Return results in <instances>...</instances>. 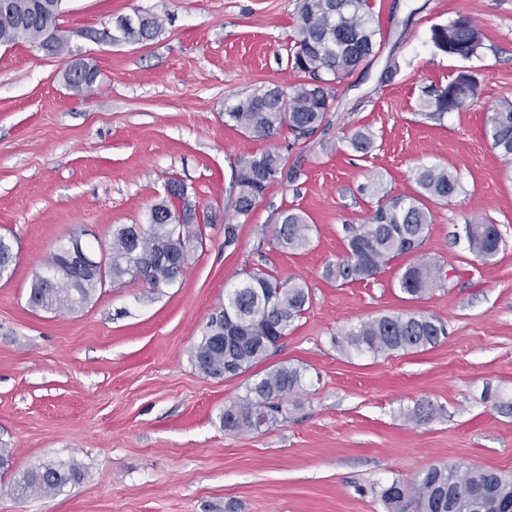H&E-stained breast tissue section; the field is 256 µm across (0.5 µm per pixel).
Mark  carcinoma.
I'll return each mask as SVG.
<instances>
[{
    "instance_id": "cac0c4a2",
    "label": "carcinoma",
    "mask_w": 512,
    "mask_h": 512,
    "mask_svg": "<svg viewBox=\"0 0 512 512\" xmlns=\"http://www.w3.org/2000/svg\"><path fill=\"white\" fill-rule=\"evenodd\" d=\"M62 0H0V45L19 41L40 44L47 30L59 27ZM294 49L287 66L302 80L286 95L278 88L258 91L227 106L228 121L246 132L273 136L283 128L299 141L312 137L326 120L335 98L334 83L350 75L381 48L382 36L370 0H297ZM162 29L152 18L128 33L131 42L153 39ZM430 40L442 53L469 60L485 49L484 32L465 14L430 29ZM481 95L478 79L460 71L446 85H428L421 90L419 107L433 121L473 105ZM492 148L512 160V100L504 98L493 110L486 129ZM352 151L363 155L373 148L371 134L357 130L348 139ZM296 179L297 171L286 169L283 156L267 150L244 160L234 175V211L246 216L270 184L280 178ZM413 193L378 198L367 223L345 225L347 256L328 269L343 282L368 280L395 258L416 251L430 224L428 203L446 200L462 189L458 174L442 167H422L413 173ZM155 219L149 224H121L112 231V243L103 266L73 279L65 257L54 251L44 269L57 273L55 281L36 276L30 292L32 306L57 311L89 303L97 289L108 283H143L156 292L173 286L182 276L160 254L179 257L191 245L202 243L212 216L194 208L187 188L176 179L168 182L167 199L153 205ZM312 225L302 212H282L275 228L280 248L297 251L310 242ZM470 251L481 260L496 256L502 236L493 222L466 225ZM15 261L12 244L0 236V279ZM440 277V266L421 261L407 266L399 279L401 291L422 296ZM310 307V291L304 282L283 283L262 267L244 272V277L224 296V307L211 314L201 341L194 348L193 362L211 378L232 377L250 370L288 334ZM445 335L444 326L414 313L385 315L364 322L335 338L344 350L373 356L390 352H418L436 346ZM303 387V372L282 364L247 387L246 396L224 408L221 422L231 433L254 432L261 421L269 428L286 413L289 395ZM80 471L65 462L47 463L16 479L12 490L18 496L30 492L55 493L80 479ZM386 512H505L512 505V476L485 468L461 470L456 466H432L410 484L394 480L380 491Z\"/></svg>"
}]
</instances>
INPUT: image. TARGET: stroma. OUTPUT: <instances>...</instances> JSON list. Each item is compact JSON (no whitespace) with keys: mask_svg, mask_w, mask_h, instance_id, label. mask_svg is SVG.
Wrapping results in <instances>:
<instances>
[{"mask_svg":"<svg viewBox=\"0 0 512 512\" xmlns=\"http://www.w3.org/2000/svg\"><path fill=\"white\" fill-rule=\"evenodd\" d=\"M297 0H63L59 25L72 55L96 65L91 90L63 76L66 58L30 43L0 45V235L16 261L0 279V512H385L376 489L412 482L429 466L512 474V164L485 134L493 107L512 98V0H372L385 47L341 79L326 124L311 138H263L226 123L227 102L260 89L290 92L287 65ZM157 13L143 43H103L86 30ZM459 14L485 34L480 57L437 51L430 28ZM399 69L380 75L387 56ZM467 70L481 96L443 122L419 112L422 87ZM366 129L374 146L351 151ZM279 150L296 180L271 184L247 216H235L231 184L241 160ZM456 171L463 192L430 203L422 247L372 279L341 282L327 270L347 254L346 225L366 223L360 187L382 176L388 196L411 192L419 167ZM180 180L212 213L183 277L153 292L109 284L84 306L32 307L43 263L71 232L104 254L120 224H144ZM303 211L313 229L301 251L279 248L282 211ZM237 239L224 243L226 219ZM493 220L496 257L469 250L465 226ZM441 267L434 290L403 294L405 266ZM306 282L311 304L253 372L209 378L192 354L210 315L245 269ZM415 313L445 327L417 353L373 357L343 351L341 332L384 316ZM300 367L302 391L261 433L225 431L221 415L253 375ZM435 408L417 424L419 401ZM74 463L79 482L58 493L13 496L23 472Z\"/></svg>","mask_w":512,"mask_h":512,"instance_id":"stroma-1","label":"stroma"}]
</instances>
